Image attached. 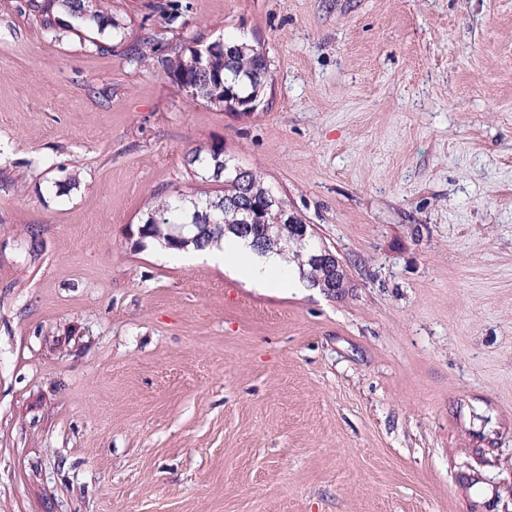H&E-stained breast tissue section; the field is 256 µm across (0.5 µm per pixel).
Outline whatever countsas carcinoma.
Masks as SVG:
<instances>
[{
  "label": "carcinoma",
  "mask_w": 512,
  "mask_h": 512,
  "mask_svg": "<svg viewBox=\"0 0 512 512\" xmlns=\"http://www.w3.org/2000/svg\"><path fill=\"white\" fill-rule=\"evenodd\" d=\"M61 2L80 26L100 30L110 26L119 27L106 6V0H48L44 13H49L55 2ZM260 56L253 51H243L235 60L238 78L234 84L235 91L241 96L252 92L248 78L251 68ZM167 72L175 76L174 83L182 91L192 88L194 97H201L215 106H224V53L219 51L211 55L204 66L198 65L195 49L181 50L173 59L167 60ZM189 164L198 171L210 175L214 181L224 180L229 185L227 194H217L205 198H195L179 193L177 195L155 200L148 207L141 220V227L147 229L145 239L159 244L163 248L181 250L187 247L204 249L218 244L227 238H241L239 224L242 211L262 205L259 220L250 225L246 240H261L278 229L282 223L280 203L263 202L265 186L251 170L224 171V177L215 175L214 159L211 152L200 151L192 154ZM274 252L292 256L300 276L309 280L320 276V269L310 262L308 253L298 247L295 239L285 232L279 235L278 245L259 251L264 255Z\"/></svg>",
  "instance_id": "carcinoma-1"
}]
</instances>
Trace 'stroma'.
I'll use <instances>...</instances> for the list:
<instances>
[{"instance_id": "obj_1", "label": "stroma", "mask_w": 512, "mask_h": 512, "mask_svg": "<svg viewBox=\"0 0 512 512\" xmlns=\"http://www.w3.org/2000/svg\"><path fill=\"white\" fill-rule=\"evenodd\" d=\"M0 0V512H512V0ZM269 68L237 116L174 48ZM222 146L347 286L130 238ZM84 28L104 30L119 27L115 17L109 13L106 0H57ZM223 41H216L205 48L196 49L198 58L202 60L205 55H210L219 49L224 48V53L219 51L211 55L210 59L204 64V67L198 65L195 49L188 48L184 51L182 49L178 52L174 59H168L166 69L168 73L175 76L174 83L181 90L186 92L188 88H192L193 97H201L211 104L219 107H224V65L230 61L228 52L225 49L226 44L228 47L237 45L233 42L234 39H224ZM257 97H236L231 101H226V105L230 106L233 111L242 113H250L256 108ZM226 111L233 112L229 108Z\"/></svg>"}]
</instances>
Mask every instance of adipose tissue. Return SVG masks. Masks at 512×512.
<instances>
[{
    "label": "adipose tissue",
    "mask_w": 512,
    "mask_h": 512,
    "mask_svg": "<svg viewBox=\"0 0 512 512\" xmlns=\"http://www.w3.org/2000/svg\"><path fill=\"white\" fill-rule=\"evenodd\" d=\"M207 254L221 257L225 266L234 268L255 287L281 290L301 287L302 282L294 268L280 257H256L252 251L236 239H226L221 248L207 247Z\"/></svg>",
    "instance_id": "obj_1"
}]
</instances>
